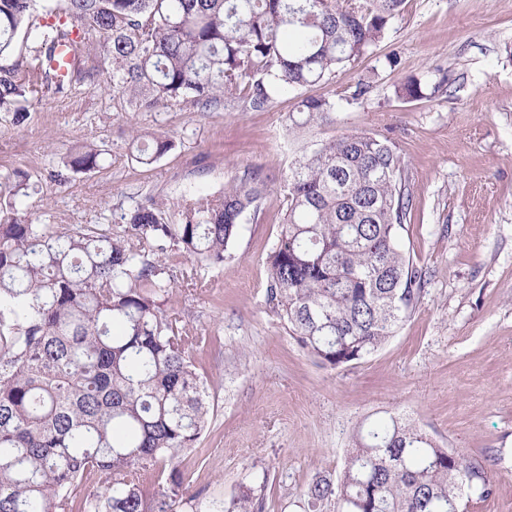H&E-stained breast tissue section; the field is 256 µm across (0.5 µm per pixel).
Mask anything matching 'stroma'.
I'll return each mask as SVG.
<instances>
[{
    "label": "stroma",
    "mask_w": 512,
    "mask_h": 512,
    "mask_svg": "<svg viewBox=\"0 0 512 512\" xmlns=\"http://www.w3.org/2000/svg\"><path fill=\"white\" fill-rule=\"evenodd\" d=\"M92 53L100 87L33 100L20 124L0 113V189L26 174L29 222L114 225L148 197L216 194L248 168L267 179L223 267L201 287L177 284L169 303L210 339L193 354L211 413L180 458L192 497L183 512H221L242 485L263 512H308V485L337 478L354 432L388 412L485 465L492 492L470 512H512V0H403L370 52L327 82L274 94L264 110L238 99L205 112L188 103L136 112L112 94L111 60L100 46ZM412 78L421 99L401 96ZM309 95L336 112L291 136L288 115ZM134 130L175 146L140 165ZM360 131L403 159L412 207L398 236L424 291L381 349L332 368L309 357L268 304L267 261L292 160L315 141ZM85 144L102 150L103 169L57 188L51 170Z\"/></svg>",
    "instance_id": "35a3bbf8"
}]
</instances>
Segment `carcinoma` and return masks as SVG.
Listing matches in <instances>:
<instances>
[{"label": "carcinoma", "mask_w": 512, "mask_h": 512, "mask_svg": "<svg viewBox=\"0 0 512 512\" xmlns=\"http://www.w3.org/2000/svg\"><path fill=\"white\" fill-rule=\"evenodd\" d=\"M403 0H0V112L20 123L31 99L96 88L90 37L112 60V92L139 109L239 98L255 109L275 92L336 76L384 39ZM70 58L52 68L56 50ZM335 102L305 97L288 132L331 118ZM175 146L137 147L151 165ZM93 145L50 175L58 187L100 169ZM266 192L256 170L218 195L150 197L112 228L33 224L20 214L27 178L0 199V512H178V470L210 416L192 360L209 337L164 309L177 279L224 264L249 209ZM284 219L269 255L267 302L299 345L337 367L378 351L411 314L422 271L406 259L404 163L368 132L319 140L289 166ZM191 260V270L177 268ZM336 482L304 496L345 512H459L462 491L490 493L485 468L389 415L355 437ZM169 472L163 483L149 477ZM94 477L101 492L87 495ZM224 512H262L244 485Z\"/></svg>", "instance_id": "1"}]
</instances>
